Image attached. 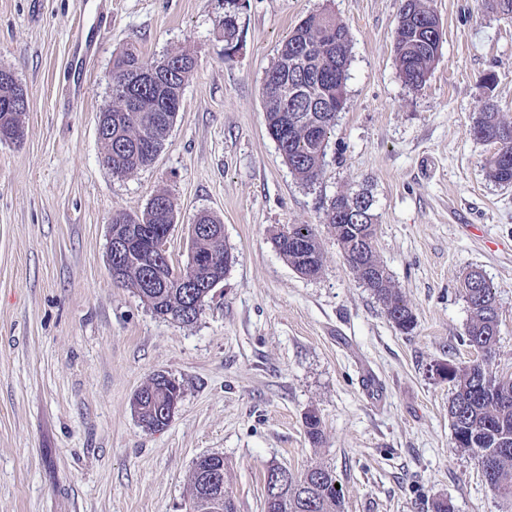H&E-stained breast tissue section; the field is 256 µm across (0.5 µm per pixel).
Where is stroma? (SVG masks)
Segmentation results:
<instances>
[{"label":"stroma","instance_id":"obj_1","mask_svg":"<svg viewBox=\"0 0 512 512\" xmlns=\"http://www.w3.org/2000/svg\"><path fill=\"white\" fill-rule=\"evenodd\" d=\"M402 0H246L242 48L224 55V0H0V66L28 93L24 137L0 142V512H185L196 458L222 455L238 512H264V473L334 470L344 512H506L476 460L455 448L442 363L463 344L472 268L498 291L494 371L512 375V187L485 169L494 145L470 128L479 87L512 119V19L485 0H431L443 42L426 83L399 75ZM327 12L349 29L346 103L322 173L297 179L265 125L262 86L284 41ZM107 22L78 97L65 93L78 22ZM176 51L198 66L155 161L123 177L97 134L112 62ZM370 196L376 249L412 307L400 332L348 266L323 210L345 191ZM175 204L166 250L189 260L191 226H224L232 263L193 323L154 315L108 265L113 214L139 215L158 193ZM312 224L314 277L274 239ZM162 373L182 395L150 430L133 406ZM316 412L323 440L304 418Z\"/></svg>","mask_w":512,"mask_h":512}]
</instances>
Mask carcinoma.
<instances>
[{
  "instance_id": "1",
  "label": "carcinoma",
  "mask_w": 512,
  "mask_h": 512,
  "mask_svg": "<svg viewBox=\"0 0 512 512\" xmlns=\"http://www.w3.org/2000/svg\"><path fill=\"white\" fill-rule=\"evenodd\" d=\"M349 34L348 28L327 13L310 14L293 29L280 51V64L262 87L267 129L277 132L278 150L292 173L312 183L321 172L326 156L328 134L336 113L343 110L342 94L348 79L351 40L336 45V36ZM442 43L440 20L430 0H403L394 31V54L403 82L418 88L427 81ZM195 69V58L187 52L171 53L148 63L132 49L113 59L112 105L100 113L105 132L103 162L117 177L153 163L179 112L182 91ZM135 93V107L129 108L127 92ZM28 109V94L11 70L0 68V141L8 140L22 128L20 116ZM298 116L303 124L284 125L285 117ZM512 121L505 120L494 107L483 105V112L471 127L478 140L496 145L487 160L488 177L502 186L512 185V139L497 144ZM359 218H343L347 194L330 199L324 208L323 223L333 230L357 279L370 288L383 304L389 320L403 333L416 326L412 307L395 287L375 248L376 215L372 203L362 196ZM173 199L166 193L152 197L141 215L115 214L110 233L123 240V248L112 253V279L133 290L163 319L189 324L197 319L208 288H184L170 279L174 266L166 256L151 257V242L165 234L173 219ZM198 223L209 228L199 242L198 252L208 264L193 271L201 283L213 284L226 273L232 256L224 248L223 225L209 215ZM278 252L298 273L317 275L323 266V253L315 225L292 224L274 239ZM464 298L470 310L463 343L477 358L447 377L454 393L448 416L454 444L469 451L476 460L486 459L491 469L483 473L485 482L512 507V376L488 372L483 353H494L499 341L497 290L481 275V286L469 287L464 281ZM180 386L162 373L155 374L140 393L142 424L152 430L166 427L170 417L161 412ZM308 438H323L320 417L305 416ZM225 469L224 460L204 457L194 463L191 501L194 512H238L232 495L219 497L198 490L199 470ZM336 475L323 466H313L288 481V486L269 503L266 512H343V494L335 488Z\"/></svg>"
}]
</instances>
